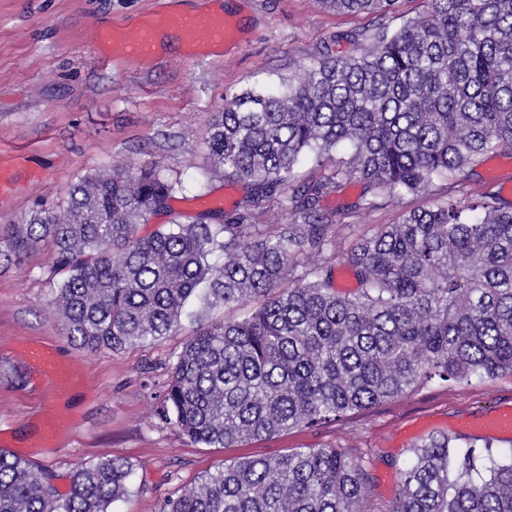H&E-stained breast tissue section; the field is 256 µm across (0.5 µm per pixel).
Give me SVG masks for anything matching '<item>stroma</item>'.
<instances>
[{"label": "stroma", "instance_id": "stroma-1", "mask_svg": "<svg viewBox=\"0 0 512 512\" xmlns=\"http://www.w3.org/2000/svg\"><path fill=\"white\" fill-rule=\"evenodd\" d=\"M207 3L0 0V160L15 164L18 180L14 195L0 199V229L56 205L79 177L120 160L158 166L177 183L170 207L183 223H195L210 210L245 206L249 188L209 168L211 114L222 110L226 95L256 86L278 90L323 57L352 54L379 23L326 11L317 0H225V10L241 18L247 40L223 57L187 58L169 48L145 60L114 62L94 48L99 38L132 28L145 13L199 12ZM489 180L504 186V198L512 201V155H484L464 194ZM447 187V179H438L428 193L372 212L357 207L361 182L326 196L322 212L343 226L340 256L328 261L337 291L351 294L358 287L342 258L356 239L397 222L403 211L428 205ZM63 278L44 252L22 265L0 267V449L52 473L62 492L76 465L103 455L128 459L134 466L128 492L111 512H159L165 500L225 463L300 448H339L361 457L373 477L368 512H384L412 448L431 434L512 454V439L483 426L498 409L512 407L508 373L432 383L317 427L234 448L195 444L152 413L176 354L197 330L194 319L181 317L157 340L90 353L72 344L62 322L48 313ZM32 342L52 347L64 372L84 375V387L64 381L46 387L25 357ZM49 390L56 397L59 431L46 442L37 426ZM469 419L476 428L456 431L459 421Z\"/></svg>", "mask_w": 512, "mask_h": 512}]
</instances>
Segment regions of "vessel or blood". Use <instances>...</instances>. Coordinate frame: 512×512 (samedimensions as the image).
Segmentation results:
<instances>
[{
    "label": "vessel or blood",
    "instance_id": "vessel-or-blood-1",
    "mask_svg": "<svg viewBox=\"0 0 512 512\" xmlns=\"http://www.w3.org/2000/svg\"><path fill=\"white\" fill-rule=\"evenodd\" d=\"M177 28L192 52L204 54L220 44L237 42L241 35L240 23L227 15L211 13L183 14L167 17L151 14L141 19L124 41L129 55L148 57L153 53L159 26ZM29 357L38 373L44 378L58 380L62 377V368L52 350L37 344L31 347Z\"/></svg>",
    "mask_w": 512,
    "mask_h": 512
}]
</instances>
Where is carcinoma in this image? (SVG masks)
<instances>
[{
    "label": "carcinoma",
    "mask_w": 512,
    "mask_h": 512,
    "mask_svg": "<svg viewBox=\"0 0 512 512\" xmlns=\"http://www.w3.org/2000/svg\"><path fill=\"white\" fill-rule=\"evenodd\" d=\"M338 13L382 16L397 0H319ZM330 174L294 189L293 219L259 232V209L298 158ZM209 160L253 191L254 207L224 223L173 214L176 191L155 166L119 162L80 177L55 209L11 224L0 259L38 250L67 273L50 309L80 348L120 351L167 335L188 302L247 308L241 320L197 315L157 402L160 419L207 448L316 426L439 380L512 373V202L456 188L488 152L512 151V0H431L425 14L381 24L350 56L297 74L277 93L246 91L213 115ZM446 193L344 254L356 293L336 291L327 265L302 255L336 250L322 199L365 184L362 209ZM222 264L212 262L215 254ZM478 453L445 434L412 450L388 512H512V455ZM103 456L75 467L65 492L51 475L0 450V512H109L133 474ZM372 477L339 448L234 460L160 512H366Z\"/></svg>",
    "instance_id": "obj_1"
}]
</instances>
